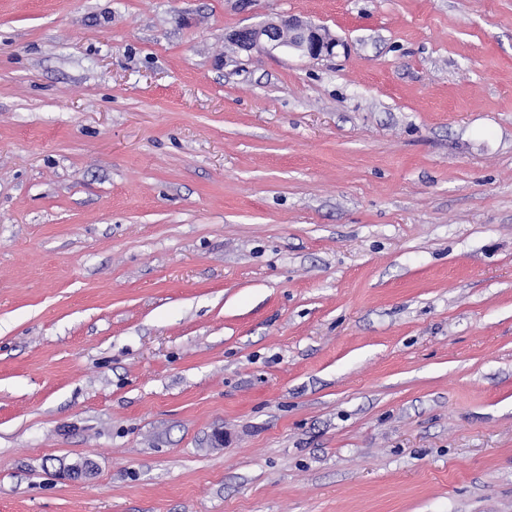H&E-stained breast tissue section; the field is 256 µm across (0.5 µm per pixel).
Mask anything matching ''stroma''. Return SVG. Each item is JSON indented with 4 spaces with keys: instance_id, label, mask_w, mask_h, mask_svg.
Returning a JSON list of instances; mask_svg holds the SVG:
<instances>
[{
    "instance_id": "35a3bbf8",
    "label": "stroma",
    "mask_w": 512,
    "mask_h": 512,
    "mask_svg": "<svg viewBox=\"0 0 512 512\" xmlns=\"http://www.w3.org/2000/svg\"><path fill=\"white\" fill-rule=\"evenodd\" d=\"M0 512H512V0H0ZM227 39L244 51L287 50L311 59L332 54L338 44L325 28L293 16L245 26L229 34Z\"/></svg>"
}]
</instances>
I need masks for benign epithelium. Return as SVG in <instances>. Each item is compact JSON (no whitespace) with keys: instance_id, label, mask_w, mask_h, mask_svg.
<instances>
[{"instance_id":"7a95c632","label":"benign epithelium","mask_w":512,"mask_h":512,"mask_svg":"<svg viewBox=\"0 0 512 512\" xmlns=\"http://www.w3.org/2000/svg\"><path fill=\"white\" fill-rule=\"evenodd\" d=\"M228 40L244 51L287 50L311 59L332 54L338 44L326 29L293 16L245 26L229 34Z\"/></svg>"}]
</instances>
